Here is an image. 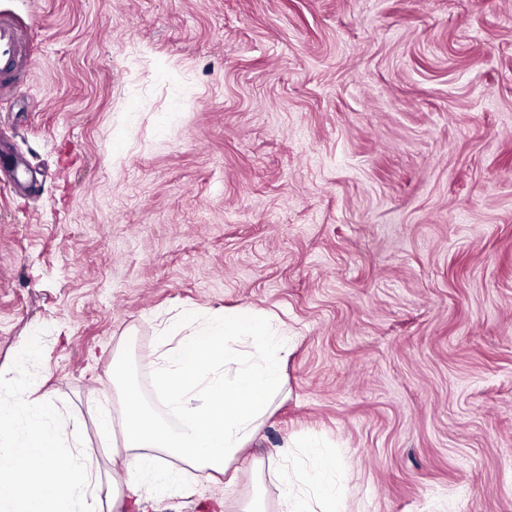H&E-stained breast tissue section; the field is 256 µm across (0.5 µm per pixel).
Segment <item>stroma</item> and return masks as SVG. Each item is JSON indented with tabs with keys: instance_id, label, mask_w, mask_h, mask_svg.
I'll return each mask as SVG.
<instances>
[{
	"instance_id": "35a3bbf8",
	"label": "stroma",
	"mask_w": 512,
	"mask_h": 512,
	"mask_svg": "<svg viewBox=\"0 0 512 512\" xmlns=\"http://www.w3.org/2000/svg\"><path fill=\"white\" fill-rule=\"evenodd\" d=\"M36 27L0 87V372L84 423L112 350L249 307L285 392L224 512L317 443L343 512H512V0H0Z\"/></svg>"
}]
</instances>
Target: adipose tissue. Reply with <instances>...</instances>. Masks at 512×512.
I'll use <instances>...</instances> for the list:
<instances>
[{"label": "adipose tissue", "instance_id": "obj_1", "mask_svg": "<svg viewBox=\"0 0 512 512\" xmlns=\"http://www.w3.org/2000/svg\"><path fill=\"white\" fill-rule=\"evenodd\" d=\"M287 353V336L250 308L209 316L182 311L163 323L149 362L164 405L160 414L138 383L124 380L126 355L116 353L113 407L95 419L102 445L112 450L113 471L127 475L112 486V512H125L131 503L148 512L179 479L168 458L207 480L226 474L282 393ZM308 453L316 468L282 470L285 512H338L332 459L313 447Z\"/></svg>", "mask_w": 512, "mask_h": 512}]
</instances>
